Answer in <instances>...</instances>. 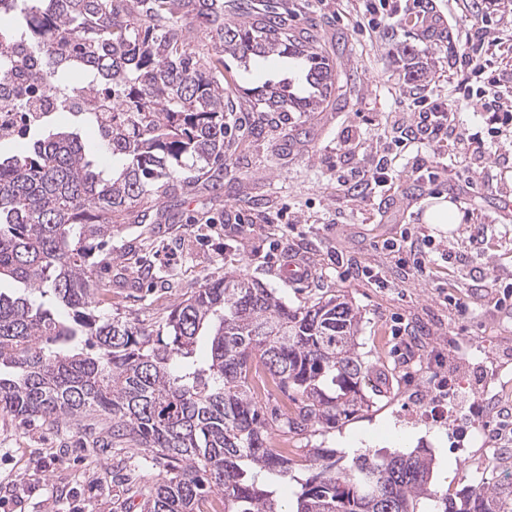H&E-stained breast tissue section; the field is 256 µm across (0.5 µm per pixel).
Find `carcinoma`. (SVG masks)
Instances as JSON below:
<instances>
[{
	"label": "carcinoma",
	"instance_id": "carcinoma-1",
	"mask_svg": "<svg viewBox=\"0 0 512 512\" xmlns=\"http://www.w3.org/2000/svg\"><path fill=\"white\" fill-rule=\"evenodd\" d=\"M0 83L17 46L62 101L106 88L74 107L98 127L107 167L80 134L56 131L0 158V410L24 422L112 419V445L140 448L163 467L143 512H203L210 494L224 512H283L280 484L295 483L291 512H512V481L452 498L432 489L425 449L350 462L314 449L297 471L276 432L336 424L363 402L370 366L358 353L361 315L332 294L303 308L245 276L206 280L165 320L167 336L96 314L95 257L112 241V216L145 223L143 202L166 206L177 189L223 193L218 172L236 125L224 95V55L244 67L278 55L300 62L303 95L288 78L253 90L261 135L270 113L313 112L338 84V65L316 36H296L288 18L260 0H0ZM196 25L211 53L195 55ZM207 338L204 360L196 357ZM262 367L292 410L265 414L250 380Z\"/></svg>",
	"mask_w": 512,
	"mask_h": 512
}]
</instances>
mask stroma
<instances>
[{
  "label": "stroma",
  "instance_id": "35a3bbf8",
  "mask_svg": "<svg viewBox=\"0 0 512 512\" xmlns=\"http://www.w3.org/2000/svg\"><path fill=\"white\" fill-rule=\"evenodd\" d=\"M278 3L295 33L315 30L322 50L337 55L339 105L289 113L259 140L241 137L221 197L195 187L183 194L176 218H113L111 247L98 256L97 311L155 331L174 304L224 273L258 280L294 309L344 294L361 314L359 351L374 366L362 380L366 402L333 426L276 435V445L350 459L395 449L410 432L413 447L435 458L439 493L453 497L476 480H503L512 474V435L501 431L502 411H512V299L500 298L512 284V126L488 142L477 168L453 134L436 154L418 143L397 146L398 126L418 119L413 89L422 83L448 93L457 85L460 31L450 24L426 35L390 19L374 32L360 26L350 0ZM435 9L450 21L470 12L475 32L500 37L484 62L501 73L498 97H511L512 0H436ZM404 45L412 55L400 54ZM224 62L233 76L226 85L233 117L242 122L255 117L247 89L292 73L276 56L247 68L230 56ZM378 151L387 154L390 182L366 198L351 196L345 180ZM429 166L442 172L436 182L417 174ZM441 194L460 223L422 221L429 199ZM407 230L431 240L436 266L405 279L382 243ZM279 242L310 262L306 283L281 281ZM365 265L383 284L360 276ZM456 298L467 312H457ZM403 323L412 335H398ZM474 422L497 457L486 458L472 439ZM108 424L91 415L51 427L0 412V512H142L140 491L159 469L136 448L121 460L99 451L95 442Z\"/></svg>",
  "mask_w": 512,
  "mask_h": 512
}]
</instances>
